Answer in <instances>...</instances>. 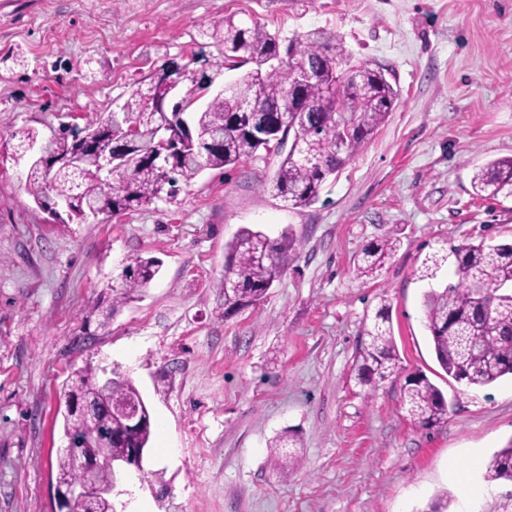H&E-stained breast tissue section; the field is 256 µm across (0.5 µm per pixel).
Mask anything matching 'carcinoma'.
Wrapping results in <instances>:
<instances>
[{"mask_svg":"<svg viewBox=\"0 0 512 512\" xmlns=\"http://www.w3.org/2000/svg\"><path fill=\"white\" fill-rule=\"evenodd\" d=\"M200 38L215 47L223 58L241 67L253 68L240 81L224 88L192 113V124L205 139L218 143L214 150L186 152L176 156L167 168L157 157L155 128L176 117L179 106L167 113L160 104L167 91V80L176 78L196 84V73L189 67L151 78L150 86L136 90L123 108L104 122L89 121L69 142L63 138L44 142L48 158L67 148L78 153L74 166L54 164L53 177L45 168L31 167L24 186L35 203L50 199L71 202V220H83L87 213L117 215L147 207L162 199L174 201L183 188L205 168H233L260 149L247 133L256 119L278 124L286 108L288 127L281 136L293 135L290 150L271 182V189L292 207L307 206L319 198L320 189L337 168L350 160L385 123L397 99V91L382 68L349 65L344 46L325 30L298 34L288 41L285 57L277 65L267 64L280 52L279 38L258 23L247 26L232 17L198 30ZM314 77L299 86L293 77L304 71ZM198 85V84H196ZM203 88V85H198ZM260 102L266 111L242 112L246 101ZM135 126L136 139L126 143L128 160L117 173L112 188L101 183L100 168L112 132ZM473 191L488 199L512 198V157L495 159L476 170L471 179ZM399 240L388 237L367 246L355 265L356 276L374 278L397 250ZM292 247L290 236L272 239L249 226L241 227L225 245L224 277L219 287V308L230 317L254 307L265 298L274 281L288 265ZM456 280L424 294V315L436 359L441 368L458 383L488 386L506 374L512 375V243H465L451 250ZM448 262V255L425 259L422 279L432 280ZM155 257L137 256L123 268L121 282L111 284L112 301L94 306L90 315L99 317L105 327L120 309L150 284L160 271ZM386 307L376 313L368 341L356 356L358 380L372 388L400 371V359ZM138 388L133 380L114 367L106 379L99 369L87 365L75 371L66 382L64 393L79 397L97 407L92 420L64 413V437L71 447L58 452L56 476L79 483L84 474L73 467V457L90 452L101 459L122 460L132 448H147L152 434L151 417L129 427L117 406L132 401ZM403 407L407 416L424 429L443 423L448 402L442 391L426 376L407 379ZM487 482H512V442L488 461Z\"/></svg>","mask_w":512,"mask_h":512,"instance_id":"1","label":"carcinoma"}]
</instances>
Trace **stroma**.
<instances>
[{
  "mask_svg": "<svg viewBox=\"0 0 512 512\" xmlns=\"http://www.w3.org/2000/svg\"><path fill=\"white\" fill-rule=\"evenodd\" d=\"M227 14L284 43L334 32L353 62L384 69L394 110L307 207L274 195L281 157L260 151L203 170L174 203L52 219L17 176L12 133L46 140L121 111L167 60L200 50L198 69L238 81L196 42ZM510 156L512 0H0V512H58L62 387L88 363L125 372L154 420L147 475L122 479L116 512H426L442 494L452 512H512V483L483 480L512 440V377L448 379L422 302L454 267L416 273L438 247L512 242V198L471 187L476 168ZM245 225L293 247L260 305L227 319L224 246ZM391 235L381 276L357 279L361 251ZM138 255L160 274L108 326L85 322ZM383 306L401 370L373 390L356 354ZM415 374L448 401L436 427L401 406ZM288 432L293 470L269 448Z\"/></svg>",
  "mask_w": 512,
  "mask_h": 512,
  "instance_id": "1",
  "label": "stroma"
}]
</instances>
